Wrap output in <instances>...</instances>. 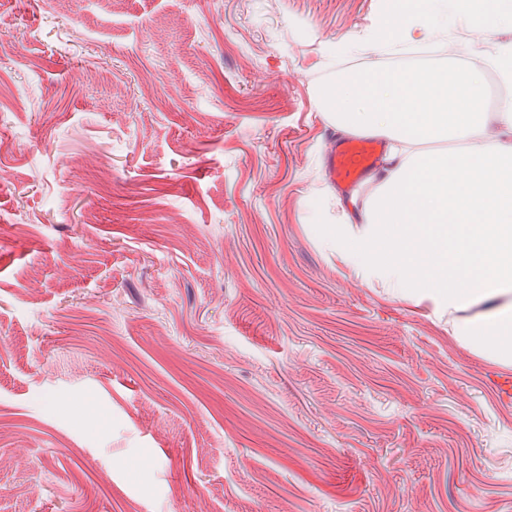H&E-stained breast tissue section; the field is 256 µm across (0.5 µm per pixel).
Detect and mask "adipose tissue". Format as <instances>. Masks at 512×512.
<instances>
[{
    "label": "adipose tissue",
    "mask_w": 512,
    "mask_h": 512,
    "mask_svg": "<svg viewBox=\"0 0 512 512\" xmlns=\"http://www.w3.org/2000/svg\"><path fill=\"white\" fill-rule=\"evenodd\" d=\"M470 11L451 0H395L367 48L440 45L442 67H384L338 74L322 109L350 136L383 140L379 169L353 194L357 225L339 224L327 247L365 283L447 314L461 344L512 364V97L485 107V73L512 84V44L483 66L459 62L461 27H512V0H480ZM488 303L480 316L472 306Z\"/></svg>",
    "instance_id": "1"
}]
</instances>
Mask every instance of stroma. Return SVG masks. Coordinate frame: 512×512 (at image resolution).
<instances>
[{
    "label": "stroma",
    "instance_id": "obj_1",
    "mask_svg": "<svg viewBox=\"0 0 512 512\" xmlns=\"http://www.w3.org/2000/svg\"><path fill=\"white\" fill-rule=\"evenodd\" d=\"M379 0H0V512H512V403L329 249Z\"/></svg>",
    "mask_w": 512,
    "mask_h": 512
}]
</instances>
